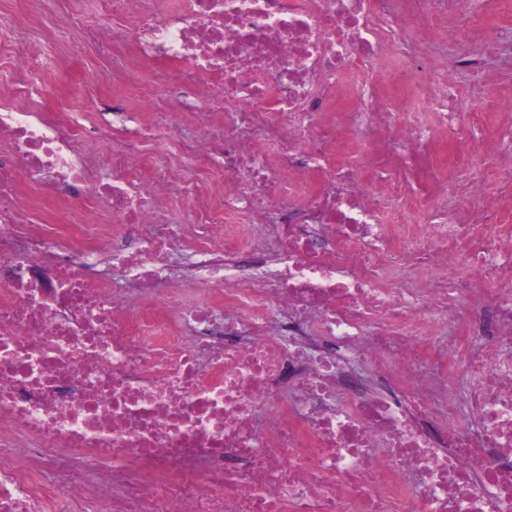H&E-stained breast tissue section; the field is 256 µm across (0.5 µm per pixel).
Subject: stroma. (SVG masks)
<instances>
[{"label": "stroma", "instance_id": "35a3bbf8", "mask_svg": "<svg viewBox=\"0 0 512 512\" xmlns=\"http://www.w3.org/2000/svg\"><path fill=\"white\" fill-rule=\"evenodd\" d=\"M18 29L27 30L36 49L48 62L43 75L45 93L22 99V106L44 112L86 111L87 93L81 78L85 70L99 68L105 74L123 77L139 85L140 108L145 112L151 110L154 102L151 78L144 72H128L123 64V52H114L103 60L96 58L78 32L65 27L54 13L33 14L28 0H0V43L7 41ZM489 73V85L467 89L468 99L460 115L461 127L473 126L487 118L499 97L512 94L511 65L493 66Z\"/></svg>", "mask_w": 512, "mask_h": 512}]
</instances>
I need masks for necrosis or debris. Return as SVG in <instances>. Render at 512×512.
<instances>
[{"instance_id":"obj_1","label":"necrosis or debris","mask_w":512,"mask_h":512,"mask_svg":"<svg viewBox=\"0 0 512 512\" xmlns=\"http://www.w3.org/2000/svg\"><path fill=\"white\" fill-rule=\"evenodd\" d=\"M98 2L156 108H0V512H512V0ZM489 73L492 76L490 86L466 89L469 99L465 103V112L460 114V126L463 130L487 118L488 113L496 112L495 102L499 97L512 94L511 65H495L489 69Z\"/></svg>"}]
</instances>
